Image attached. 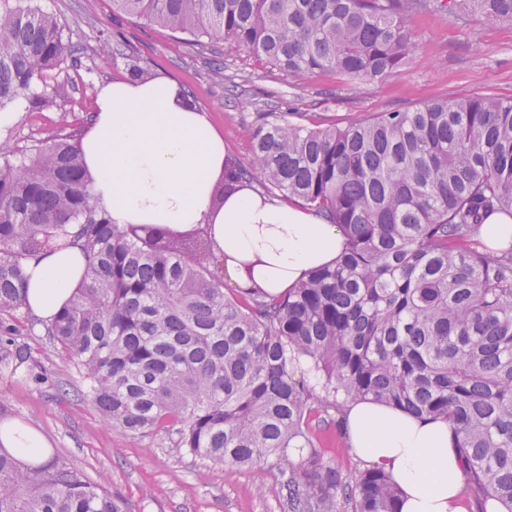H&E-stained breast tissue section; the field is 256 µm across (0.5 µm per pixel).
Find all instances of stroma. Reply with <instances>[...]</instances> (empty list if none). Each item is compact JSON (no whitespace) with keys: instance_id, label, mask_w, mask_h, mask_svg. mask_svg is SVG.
I'll return each instance as SVG.
<instances>
[{"instance_id":"35a3bbf8","label":"stroma","mask_w":512,"mask_h":512,"mask_svg":"<svg viewBox=\"0 0 512 512\" xmlns=\"http://www.w3.org/2000/svg\"><path fill=\"white\" fill-rule=\"evenodd\" d=\"M57 15L87 57L76 90L60 108L35 112L12 105L14 121L0 128V142L24 147L58 133L61 113L83 127L99 88L126 77L125 60L100 63L103 38L121 36L146 70L175 80L207 112L224 138L228 156L247 161L250 136L246 113L266 94L281 93L301 123L346 127L360 114L404 111L426 102L460 97L512 98V24H488L445 14L417 17L422 39L414 62L385 78L354 84L333 73L293 84L287 74L248 53L216 42L206 50L169 29L144 24L113 11L110 0H39ZM219 51L225 81L213 78L210 58ZM238 86L237 103L227 100V84ZM80 382L61 349L44 332L21 326L0 340V419L34 424L53 451L91 480L124 501L128 512H282L276 485L280 470L268 463L252 468L217 467L172 448L164 435L131 438L107 427L97 407L80 396ZM311 440L324 463L349 474L362 470L342 437V419L331 413L312 426Z\"/></svg>"}]
</instances>
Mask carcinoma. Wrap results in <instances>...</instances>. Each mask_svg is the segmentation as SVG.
<instances>
[{
    "instance_id": "cac0c4a2",
    "label": "carcinoma",
    "mask_w": 512,
    "mask_h": 512,
    "mask_svg": "<svg viewBox=\"0 0 512 512\" xmlns=\"http://www.w3.org/2000/svg\"><path fill=\"white\" fill-rule=\"evenodd\" d=\"M36 0H0V110L51 109L84 47ZM112 10L200 41H224L299 84L396 73L414 56L416 16L448 11L512 23V0H110ZM121 41L98 55H127ZM0 145V335L26 302L24 259L80 243L84 284L46 326L84 398L133 437L219 466L277 465L284 512H399L378 470L320 461L312 413L372 397L446 417L478 498L512 512V256L471 247L493 213L512 215V98L469 97L381 112L345 129L294 121L277 94L248 116V162L224 167L212 203L258 182L336 225L334 267L283 296L226 292L224 262L200 233L120 227L93 199L75 134ZM0 512H123L83 470L52 454L23 464L0 447Z\"/></svg>"
}]
</instances>
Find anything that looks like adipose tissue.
Here are the masks:
<instances>
[{
    "instance_id": "ef3b65f1",
    "label": "adipose tissue",
    "mask_w": 512,
    "mask_h": 512,
    "mask_svg": "<svg viewBox=\"0 0 512 512\" xmlns=\"http://www.w3.org/2000/svg\"><path fill=\"white\" fill-rule=\"evenodd\" d=\"M78 148L94 200L113 223L203 232L239 287L284 294L344 251L336 225L253 184L240 185L214 208V187L227 160L224 139L207 112L167 76L103 85ZM23 268L27 308L46 324L82 286L86 257L76 246L54 247L24 260ZM343 434L355 459L398 485L401 512H468L448 420L357 399L344 405ZM0 447L27 464L49 455L40 431L17 420L0 421Z\"/></svg>"
}]
</instances>
